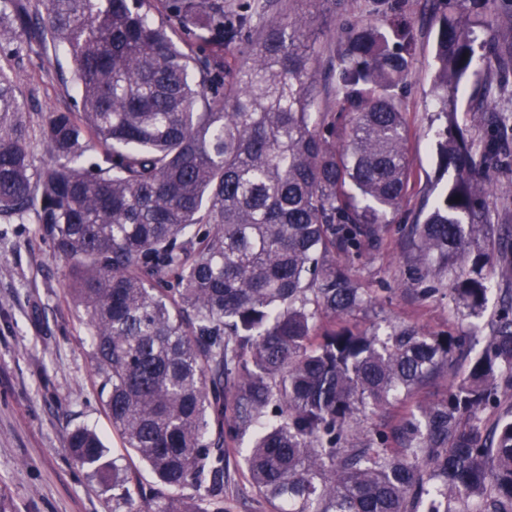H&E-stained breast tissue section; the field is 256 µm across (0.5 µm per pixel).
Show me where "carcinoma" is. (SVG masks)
<instances>
[{
	"instance_id": "carcinoma-1",
	"label": "carcinoma",
	"mask_w": 512,
	"mask_h": 512,
	"mask_svg": "<svg viewBox=\"0 0 512 512\" xmlns=\"http://www.w3.org/2000/svg\"><path fill=\"white\" fill-rule=\"evenodd\" d=\"M317 2L0 0V46L51 40L80 96V111L46 117L54 163L40 170L0 64V218L36 212L85 309L112 428L170 494L109 463L92 430L75 429L70 452L128 512H200L197 500L224 512V445L250 431L244 464L273 512H419L425 496L430 512H512V411L482 426L512 400V289L486 335L475 323L491 291L483 268L512 263V226L489 222L491 178L448 112L477 62L512 59L475 57L463 0H445L433 88L456 178L406 241L417 269L451 278L471 322L443 335L391 323L382 336L349 324L374 289L339 258L380 244L407 193L399 91L413 34L381 10L331 35L322 68ZM235 45L245 60L228 68L220 52ZM320 81L337 92L329 111ZM91 138L104 153L86 168ZM473 342L444 398L410 403L390 434L354 426Z\"/></svg>"
}]
</instances>
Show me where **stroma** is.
<instances>
[{
  "label": "stroma",
  "instance_id": "35a3bbf8",
  "mask_svg": "<svg viewBox=\"0 0 512 512\" xmlns=\"http://www.w3.org/2000/svg\"><path fill=\"white\" fill-rule=\"evenodd\" d=\"M393 11L413 27L412 69L402 102L410 128L413 176L406 198L391 216L383 246L351 258L353 277L376 289L374 309L355 313L350 322L364 328L400 322L429 332H454L466 320L447 293L423 300L409 281L407 227L429 211L452 182L453 173L437 171L436 133L445 125L433 90V55L442 11L439 0H389ZM373 0H327L314 12L318 49L328 32L347 20L373 19ZM18 91L26 102L27 147L36 165L49 156L41 129L48 113L77 111L68 58L52 44L24 43L12 58ZM490 89L496 109L506 114L501 159L490 170L494 190L488 218L512 225V74L487 68L481 80H466L448 93V107L471 143L474 157L491 130L477 102ZM64 264L37 230V217L23 223L0 220V494L14 512H128L111 486L100 483L75 461L69 436L79 427L99 432L108 455L137 472L145 486L154 479L129 455L113 431L99 393L90 357L85 312L67 296ZM224 512H271L248 479L240 453H230L224 472Z\"/></svg>",
  "mask_w": 512,
  "mask_h": 512
}]
</instances>
